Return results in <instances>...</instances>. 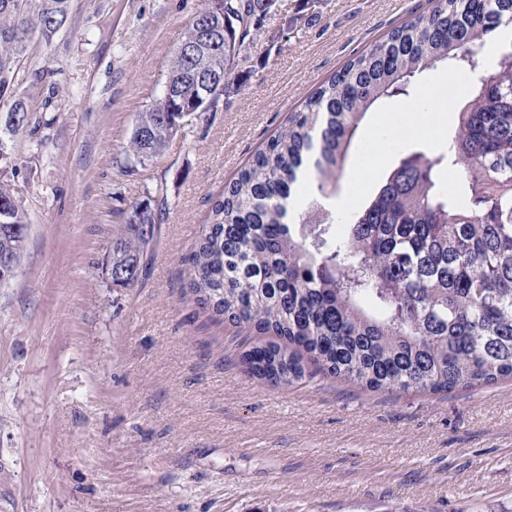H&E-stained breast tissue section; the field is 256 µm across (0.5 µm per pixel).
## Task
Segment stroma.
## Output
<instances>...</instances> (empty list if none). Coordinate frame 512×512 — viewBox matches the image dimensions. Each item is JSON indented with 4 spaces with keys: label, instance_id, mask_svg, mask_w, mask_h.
I'll use <instances>...</instances> for the list:
<instances>
[{
    "label": "stroma",
    "instance_id": "obj_1",
    "mask_svg": "<svg viewBox=\"0 0 512 512\" xmlns=\"http://www.w3.org/2000/svg\"><path fill=\"white\" fill-rule=\"evenodd\" d=\"M206 0H70L32 42L21 88L38 138L14 140L27 261L0 285V512H512V378L447 393L249 373L245 332L187 297L183 256L211 206L289 115L426 0H288L257 31L251 76L139 162L123 146L161 96ZM304 16L287 25L286 17ZM446 68L380 104L391 121L463 99ZM367 114L343 186L377 188ZM164 187L148 273L112 287V228Z\"/></svg>",
    "mask_w": 512,
    "mask_h": 512
}]
</instances>
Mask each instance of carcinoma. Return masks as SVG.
<instances>
[{"label": "carcinoma", "mask_w": 512, "mask_h": 512, "mask_svg": "<svg viewBox=\"0 0 512 512\" xmlns=\"http://www.w3.org/2000/svg\"><path fill=\"white\" fill-rule=\"evenodd\" d=\"M70 0H0V112H29L18 88L30 43L48 44ZM269 0H229L224 52L212 64L221 92L241 89L239 62L270 15ZM512 30V0H428V8L348 61L288 117L224 187L185 258V288L218 322L253 329L244 361L272 386L317 371L369 390L448 391L512 377V39L494 70L469 84L440 151L399 158L345 221L336 196L366 114L439 65L481 67L495 31ZM203 59L174 53L176 95L138 114L125 154L160 155L185 110L210 112L197 87ZM0 142L28 129L0 121ZM165 200L137 202L116 225L112 286L147 273L144 255ZM342 223L345 230L336 231ZM26 224L14 185L0 179V257L18 270Z\"/></svg>", "instance_id": "carcinoma-1"}]
</instances>
